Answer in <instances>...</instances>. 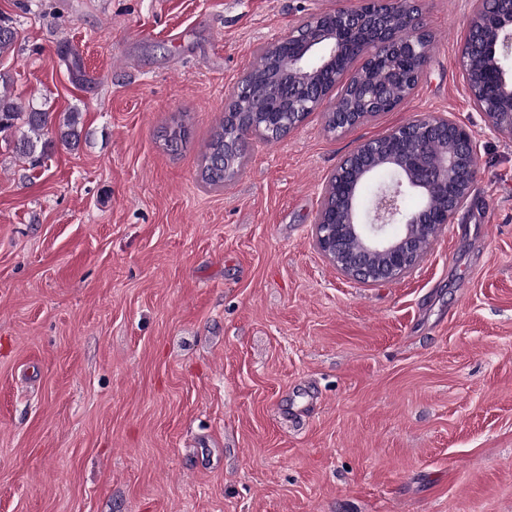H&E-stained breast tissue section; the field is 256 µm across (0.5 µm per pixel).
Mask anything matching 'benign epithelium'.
I'll return each mask as SVG.
<instances>
[{"instance_id":"7a95c632","label":"benign epithelium","mask_w":512,"mask_h":512,"mask_svg":"<svg viewBox=\"0 0 512 512\" xmlns=\"http://www.w3.org/2000/svg\"><path fill=\"white\" fill-rule=\"evenodd\" d=\"M501 7H479L469 25V36L460 62L466 76L465 90L475 108L498 132L512 133V0H497ZM423 29L414 0H363L355 10H329L304 18L288 34L263 46L274 57L286 54L293 70L288 77L268 80L260 112L250 110L241 86L224 102V175L238 173L244 162V141L261 131L242 117L258 114L276 117L275 126L286 132L300 127L305 112L327 116L326 129L342 135L382 110L403 103L394 97L402 81L395 64L423 53ZM320 54L319 65L310 70L302 59ZM351 58L350 66L336 75V59ZM484 58L482 98L469 76L470 58ZM391 67L392 80L376 88L363 87V77L376 65ZM354 97L361 106L336 110V89ZM448 140V149L435 160L429 145ZM386 170L395 185L380 189L372 207H366L362 185ZM478 174V153L470 133L457 122L429 115L392 129L385 140H370L344 159L333 176L342 194L328 202L323 196L314 222L315 245L322 256L348 280L379 284L404 278L419 265L427 248L465 207ZM420 192L418 206L405 211L399 204L404 186Z\"/></svg>"}]
</instances>
